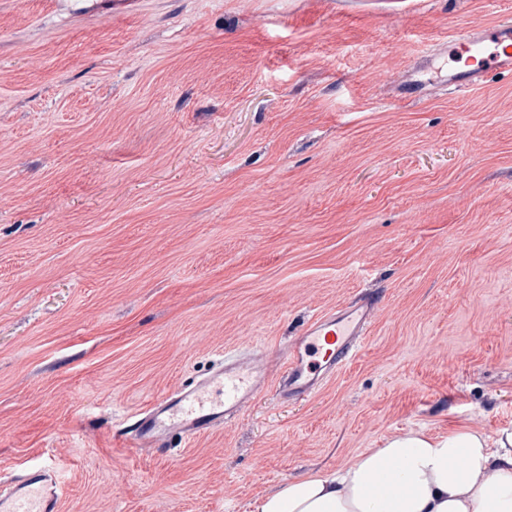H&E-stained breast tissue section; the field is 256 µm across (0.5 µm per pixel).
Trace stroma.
Listing matches in <instances>:
<instances>
[{"label":"stroma","mask_w":512,"mask_h":512,"mask_svg":"<svg viewBox=\"0 0 512 512\" xmlns=\"http://www.w3.org/2000/svg\"><path fill=\"white\" fill-rule=\"evenodd\" d=\"M512 0H0V478L60 512H251L394 434L512 429V77L448 90ZM371 295L311 399L128 456L228 350L279 369ZM59 504L60 481L47 465L30 468L7 493L0 492L1 512H58Z\"/></svg>","instance_id":"obj_1"}]
</instances>
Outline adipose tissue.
I'll list each match as a JSON object with an SVG mask.
<instances>
[{
    "label": "adipose tissue",
    "mask_w": 512,
    "mask_h": 512,
    "mask_svg": "<svg viewBox=\"0 0 512 512\" xmlns=\"http://www.w3.org/2000/svg\"><path fill=\"white\" fill-rule=\"evenodd\" d=\"M253 512H512V430L408 431L348 468L285 481Z\"/></svg>",
    "instance_id": "adipose-tissue-1"
}]
</instances>
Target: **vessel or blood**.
<instances>
[{
    "mask_svg": "<svg viewBox=\"0 0 512 512\" xmlns=\"http://www.w3.org/2000/svg\"><path fill=\"white\" fill-rule=\"evenodd\" d=\"M459 47L464 67L449 74V91L468 92L492 71L512 74V22L478 28L461 38ZM374 308V299L364 297L310 322L288 348L277 376L278 395L284 399L316 395L355 359ZM267 372L257 355H225L209 377L135 415L124 447L131 451L163 448L172 435L191 439L223 427L252 404ZM59 504L60 481L46 465L28 470L8 492H0V512H59Z\"/></svg>",
    "mask_w": 512,
    "mask_h": 512,
    "instance_id": "b4317fda",
    "label": "vessel or blood"
}]
</instances>
